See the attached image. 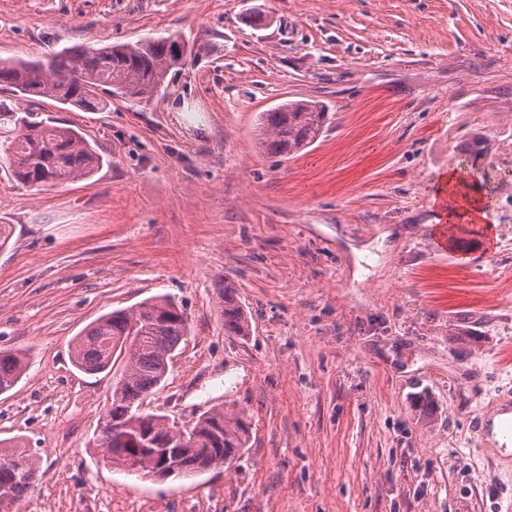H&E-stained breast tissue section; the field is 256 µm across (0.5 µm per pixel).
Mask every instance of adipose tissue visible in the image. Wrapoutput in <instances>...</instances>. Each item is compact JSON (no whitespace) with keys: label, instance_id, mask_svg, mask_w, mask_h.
Here are the masks:
<instances>
[{"label":"adipose tissue","instance_id":"adipose-tissue-1","mask_svg":"<svg viewBox=\"0 0 512 512\" xmlns=\"http://www.w3.org/2000/svg\"><path fill=\"white\" fill-rule=\"evenodd\" d=\"M437 194L447 202L446 220L449 227L459 228L461 222L482 226L484 233H491V225L484 218L492 201L485 191L471 185L456 169H449L447 177L439 184Z\"/></svg>","mask_w":512,"mask_h":512}]
</instances>
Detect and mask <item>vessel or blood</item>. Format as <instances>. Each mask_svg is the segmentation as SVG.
<instances>
[{
  "label": "vessel or blood",
  "mask_w": 512,
  "mask_h": 512,
  "mask_svg": "<svg viewBox=\"0 0 512 512\" xmlns=\"http://www.w3.org/2000/svg\"><path fill=\"white\" fill-rule=\"evenodd\" d=\"M476 444L485 451L496 468L512 471V392L500 393L480 418Z\"/></svg>",
  "instance_id": "vessel-or-blood-1"
}]
</instances>
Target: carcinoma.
Wrapping results in <instances>:
<instances>
[{
	"label": "carcinoma",
	"instance_id": "carcinoma-1",
	"mask_svg": "<svg viewBox=\"0 0 512 512\" xmlns=\"http://www.w3.org/2000/svg\"><path fill=\"white\" fill-rule=\"evenodd\" d=\"M178 39L162 37L136 44L61 50L44 67L35 62L0 61V86L27 97L54 99L85 110L108 104L104 95L150 98L168 73L180 63ZM328 105L315 100H289L259 113L258 140L270 155L290 159L319 139L331 123ZM21 130L4 149L5 160L20 180L41 185L68 182L91 174L101 162L96 151L76 131L50 122L19 117ZM495 138L470 132L461 147L459 165L493 194L483 165L491 163ZM224 330L249 335V323L235 288L220 291ZM187 320L166 297H155L121 311L102 315L73 340L72 363L85 373L112 372L110 405L101 416L96 447L111 464L136 467L145 476L174 460L200 461V472L226 466L243 454L248 425L213 408L191 428L168 422L163 415L140 410L143 400L165 381L172 353L184 339ZM28 354L0 351V392L11 389L26 373ZM38 460L21 445L0 449V512H18L34 483L24 477L38 472Z\"/></svg>",
	"mask_w": 512,
	"mask_h": 512
}]
</instances>
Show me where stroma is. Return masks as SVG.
Listing matches in <instances>:
<instances>
[{
	"instance_id": "stroma-1",
	"label": "stroma",
	"mask_w": 512,
	"mask_h": 512,
	"mask_svg": "<svg viewBox=\"0 0 512 512\" xmlns=\"http://www.w3.org/2000/svg\"><path fill=\"white\" fill-rule=\"evenodd\" d=\"M169 35L187 52L147 101L0 86L102 160L46 186L0 163V350L30 357L0 393V448L41 457L21 512H500L512 474L474 424L512 389V167L485 170L494 241L453 243L477 265L431 237L464 132L512 126V0H0V60ZM285 100L333 118L284 161L256 123ZM227 282L249 335L224 330ZM158 296L188 334L143 411L249 426L239 459L189 479L103 463L112 377L70 359L91 322Z\"/></svg>"
}]
</instances>
